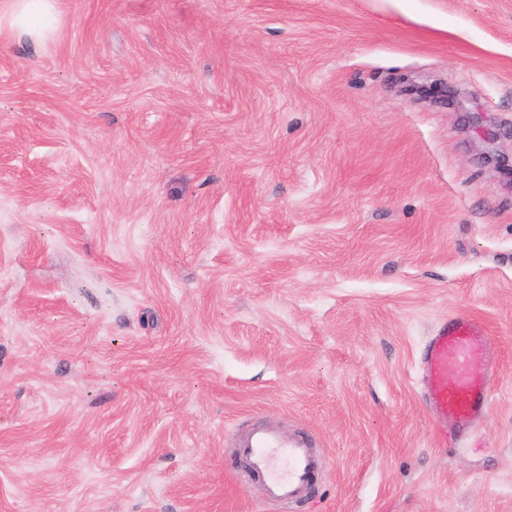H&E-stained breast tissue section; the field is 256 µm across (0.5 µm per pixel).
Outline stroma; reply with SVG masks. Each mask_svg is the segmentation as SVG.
<instances>
[{"mask_svg":"<svg viewBox=\"0 0 512 512\" xmlns=\"http://www.w3.org/2000/svg\"><path fill=\"white\" fill-rule=\"evenodd\" d=\"M0 0V512H282L256 425L324 464L293 512H512V0ZM467 92L415 102L402 77ZM490 401L436 441L435 326ZM13 27L20 36L38 43L51 31L55 15L53 0H9ZM484 324L465 316L442 323L427 342L421 366V382L432 415H452L462 426L470 425L490 400L485 372L474 362L487 353Z\"/></svg>","mask_w":512,"mask_h":512,"instance_id":"stroma-1","label":"stroma"}]
</instances>
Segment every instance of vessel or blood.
<instances>
[{
    "label": "vessel or blood",
    "mask_w": 512,
    "mask_h": 512,
    "mask_svg": "<svg viewBox=\"0 0 512 512\" xmlns=\"http://www.w3.org/2000/svg\"><path fill=\"white\" fill-rule=\"evenodd\" d=\"M486 353L484 324L465 316L442 323L431 336L422 357L421 382L435 418L451 416L467 426L486 408L489 381L474 369L475 360ZM239 446L271 503L290 505L312 486L318 461L309 438L255 427Z\"/></svg>",
    "instance_id": "obj_1"
}]
</instances>
